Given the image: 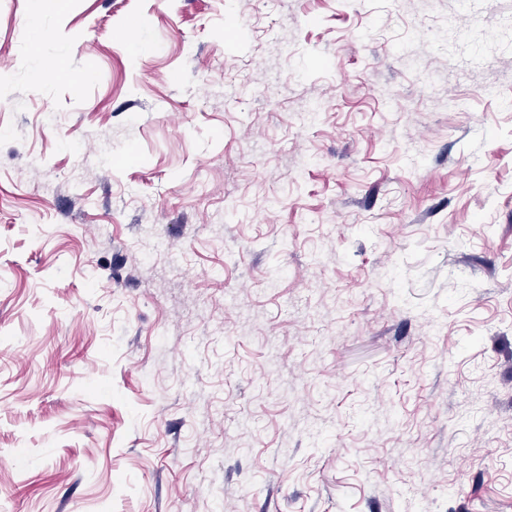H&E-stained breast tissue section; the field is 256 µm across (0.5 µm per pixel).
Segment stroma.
I'll use <instances>...</instances> for the list:
<instances>
[{
    "label": "stroma",
    "instance_id": "1",
    "mask_svg": "<svg viewBox=\"0 0 512 512\" xmlns=\"http://www.w3.org/2000/svg\"><path fill=\"white\" fill-rule=\"evenodd\" d=\"M508 17L0 0V512H512Z\"/></svg>",
    "mask_w": 512,
    "mask_h": 512
}]
</instances>
